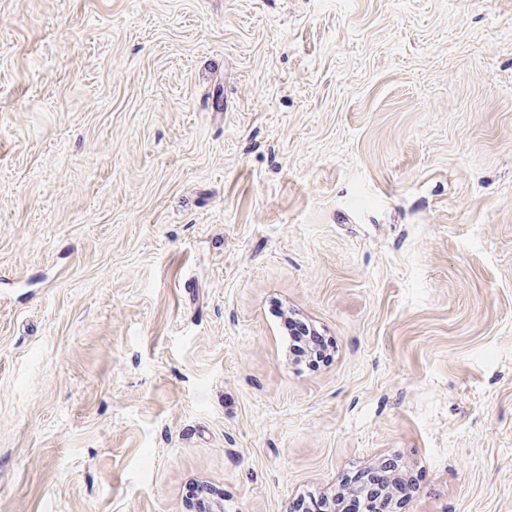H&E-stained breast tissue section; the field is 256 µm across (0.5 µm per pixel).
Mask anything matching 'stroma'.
I'll return each instance as SVG.
<instances>
[{
	"label": "stroma",
	"instance_id": "35a3bbf8",
	"mask_svg": "<svg viewBox=\"0 0 512 512\" xmlns=\"http://www.w3.org/2000/svg\"><path fill=\"white\" fill-rule=\"evenodd\" d=\"M391 457L512 512V0H0V512ZM280 317L284 318V327L288 332L291 342V353L295 359L301 363L309 364H319L320 362H323V360L328 356L326 353L328 349L327 342L322 338L320 341V350L313 353L308 352L303 343V337L306 336L299 335L302 325L288 317L284 312L281 313Z\"/></svg>",
	"mask_w": 512,
	"mask_h": 512
}]
</instances>
